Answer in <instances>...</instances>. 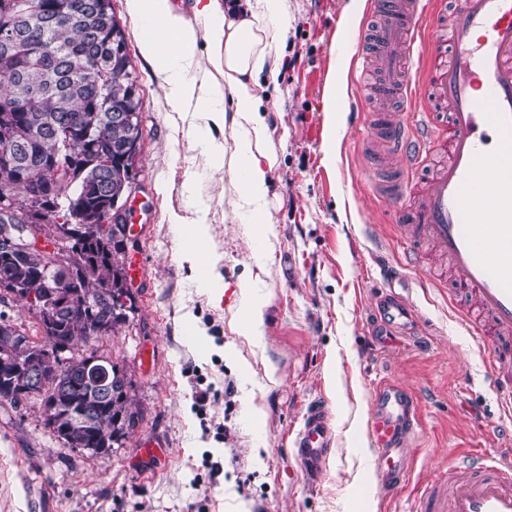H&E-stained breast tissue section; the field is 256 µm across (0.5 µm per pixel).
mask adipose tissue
Instances as JSON below:
<instances>
[{
	"instance_id": "ef3b65f1",
	"label": "adipose tissue",
	"mask_w": 512,
	"mask_h": 512,
	"mask_svg": "<svg viewBox=\"0 0 512 512\" xmlns=\"http://www.w3.org/2000/svg\"><path fill=\"white\" fill-rule=\"evenodd\" d=\"M289 0H241L236 7L220 0H195L196 23L178 13L171 0H128L131 15L142 21L140 47L162 82L172 111L191 116V131L232 122L240 132L234 151L210 140L204 153L215 168L232 157L238 200L251 208L255 237L265 241L270 213L268 169L275 156L266 150L271 133L261 114L260 74L276 76L278 61L272 44L283 39L281 25ZM207 49L222 76L214 81L197 71L200 49ZM234 110L226 119V110Z\"/></svg>"
}]
</instances>
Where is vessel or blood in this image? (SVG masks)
Here are the masks:
<instances>
[{
    "instance_id": "1",
    "label": "vessel or blood",
    "mask_w": 512,
    "mask_h": 512,
    "mask_svg": "<svg viewBox=\"0 0 512 512\" xmlns=\"http://www.w3.org/2000/svg\"><path fill=\"white\" fill-rule=\"evenodd\" d=\"M382 17L376 32L388 71L401 66L418 37H425L423 86L433 106L427 121L416 113L373 114L378 140L404 161L405 172L379 181L377 192L395 205L406 244L433 246L447 258L454 288L468 296L462 323L491 351V381L501 412L512 414V0H459L448 7L422 0H369ZM446 163L421 190L407 177L427 154ZM383 326H403L412 312L394 294L380 297ZM418 401L398 386H379L371 400L367 435L374 477L364 478L360 498L376 486L398 489L408 476L405 448L418 426ZM334 436L322 402L312 403L297 443V457L318 475ZM417 512H512V454L454 462L445 478L418 497Z\"/></svg>"
}]
</instances>
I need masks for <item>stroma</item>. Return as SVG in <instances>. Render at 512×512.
Wrapping results in <instances>:
<instances>
[{"label":"stroma","mask_w":512,"mask_h":512,"mask_svg":"<svg viewBox=\"0 0 512 512\" xmlns=\"http://www.w3.org/2000/svg\"><path fill=\"white\" fill-rule=\"evenodd\" d=\"M142 97V151L132 189L138 245L130 251L136 308L114 336L89 341L131 378L143 420L105 454L64 447L44 426L39 401L0 400V512H411L415 498L447 472L457 444L487 452L512 443L488 383L489 353L427 287L445 260L405 264L400 229L373 189L372 103L348 112L375 72L349 59L357 32H344L348 0H289L285 40L273 43L277 77L261 75L262 110L276 163L269 171L268 240L256 242L228 170L210 166L203 141L186 134L142 55L127 0H112ZM340 88L335 130L326 93ZM335 154L328 164L327 154ZM204 222L213 286L183 258L182 224ZM386 250L412 287L404 295L413 330L385 333L374 317L389 283ZM265 303L262 333H241L240 309ZM206 341L197 350L183 335ZM390 378L419 400L422 425L407 449L408 487L359 504L357 484L373 471L366 435L372 392ZM211 388L205 409L196 391ZM326 402L335 441L318 477L306 474L293 442L308 404ZM164 441L159 458L140 440ZM222 470L198 484L210 463Z\"/></svg>","instance_id":"obj_1"}]
</instances>
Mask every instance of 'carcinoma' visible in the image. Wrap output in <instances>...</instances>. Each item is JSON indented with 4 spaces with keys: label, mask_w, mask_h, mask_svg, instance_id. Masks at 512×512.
Instances as JSON below:
<instances>
[{
    "label": "carcinoma",
    "mask_w": 512,
    "mask_h": 512,
    "mask_svg": "<svg viewBox=\"0 0 512 512\" xmlns=\"http://www.w3.org/2000/svg\"><path fill=\"white\" fill-rule=\"evenodd\" d=\"M25 0H0V18L10 12L19 16V24L35 32L21 37L10 62L0 57V127L5 111L25 109L37 138L15 151L17 161L28 170V183L7 189L18 206L26 209L39 226H52L54 233L72 239L74 254H64L57 261L56 272L65 281L71 300L79 311L74 315L35 314L41 339L33 340L22 324L6 319L0 312V356L11 362L0 366V399L19 404L28 399L41 400L44 421L67 448H79L93 455L122 446L143 421V412L131 394L134 385L119 363L109 356L85 353L78 349L92 339L116 335L128 319L132 295L128 287L124 241L127 225L108 216L112 198L124 194L136 179L135 158L140 150L122 152L128 141L142 142L141 118H136L134 133L112 126L105 120L106 134L95 141L68 174L48 185L42 161L55 144L56 122L66 114L91 116L94 112L121 109L140 114L142 98L138 76L129 52L113 55V47L128 48L124 29L116 18L114 6L102 15L100 0H50L61 18L28 15L20 17ZM41 61L38 81L43 87L40 99H26L24 71L28 61ZM107 160L112 190L100 194L90 182L89 173ZM81 206L98 219L112 224V234L105 236L97 224L68 223L72 206ZM44 258L18 249L0 250V280L9 282L14 295L28 305L49 302L36 277ZM72 342L68 363L60 372L45 367L44 384L30 391L26 363L32 358H50L55 342ZM95 417L76 428L73 421L89 407Z\"/></svg>",
    "instance_id": "cac0c4a2"
}]
</instances>
